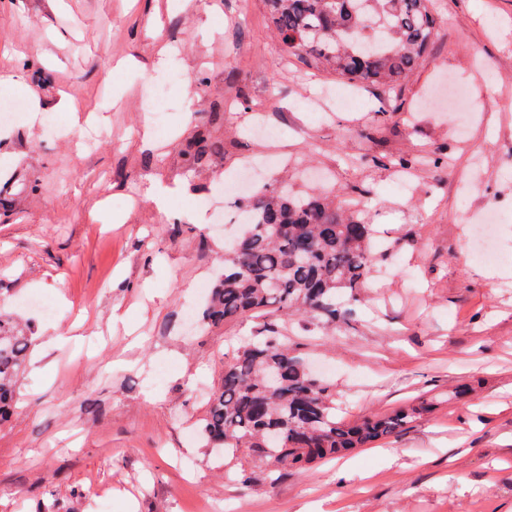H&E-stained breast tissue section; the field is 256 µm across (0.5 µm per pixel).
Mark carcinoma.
I'll return each mask as SVG.
<instances>
[{"label":"carcinoma","instance_id":"obj_1","mask_svg":"<svg viewBox=\"0 0 512 512\" xmlns=\"http://www.w3.org/2000/svg\"><path fill=\"white\" fill-rule=\"evenodd\" d=\"M280 47L307 65L358 86L391 88L422 64L436 34L433 0H264ZM245 230L224 251V274L202 322L244 316L267 328L241 344L209 394L207 446L251 466L301 476L320 461L401 433L427 405L346 422L336 392L312 375L280 333L284 318L329 331L356 302L374 268L393 254L376 248L372 225L318 193L265 188L239 203ZM33 336L0 314V424L12 417L15 386Z\"/></svg>","mask_w":512,"mask_h":512}]
</instances>
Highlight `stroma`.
<instances>
[{
  "label": "stroma",
  "mask_w": 512,
  "mask_h": 512,
  "mask_svg": "<svg viewBox=\"0 0 512 512\" xmlns=\"http://www.w3.org/2000/svg\"><path fill=\"white\" fill-rule=\"evenodd\" d=\"M437 34L393 91L363 88L350 111L310 112L340 81L287 56L262 0H0V94L20 120L0 131V313L35 336L0 425V512H512V0H435ZM171 55L158 66L162 49ZM170 80L167 125L144 109ZM479 108L422 111L441 82ZM94 115L73 154L63 97ZM54 116L59 130L46 127ZM274 129L254 132L256 122ZM219 145L191 165L200 143ZM426 156L393 184V163ZM261 185L358 198L397 245L398 268L363 288L332 338L288 326L326 368L348 419L430 402L398 436L276 482L224 477L199 434L216 386L255 318L192 330L235 212L224 185L245 163ZM169 189L164 205L148 195ZM501 212L497 264L464 243ZM51 298L53 317L21 302ZM466 394H458V387Z\"/></svg>",
  "instance_id": "stroma-1"
}]
</instances>
